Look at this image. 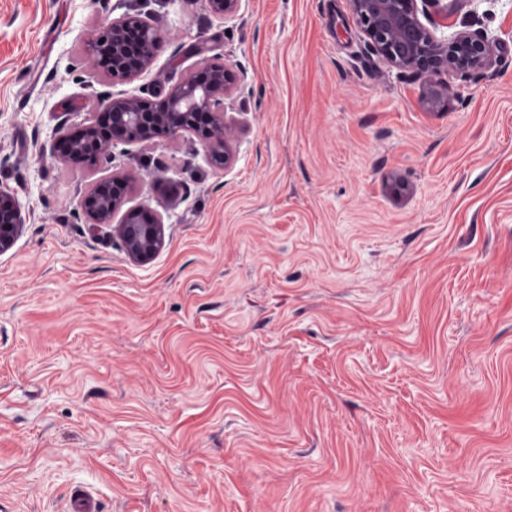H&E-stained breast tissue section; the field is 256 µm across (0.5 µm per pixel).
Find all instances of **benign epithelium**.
Masks as SVG:
<instances>
[{
  "mask_svg": "<svg viewBox=\"0 0 512 512\" xmlns=\"http://www.w3.org/2000/svg\"><path fill=\"white\" fill-rule=\"evenodd\" d=\"M239 0H207L210 11L226 16L236 12ZM441 0H349L350 9L370 50L389 67L423 81L431 106L444 103L448 80L476 83L501 64L499 38L485 30H455L437 34L426 24L425 6ZM159 42L153 17L126 14L107 24L87 52L111 77L134 79L152 66ZM232 75L217 60L205 59L200 71L171 86L160 101L139 96H97V118L76 134L67 121L56 129L53 146L68 157L96 167L112 149L131 142H147L160 134L169 137L192 131L209 162L229 166L234 158L230 129L224 120L219 94L231 89ZM124 185L118 181L97 183L81 200L82 212L94 224L113 227L128 258L147 262L165 246V227L160 219L143 221L137 207L124 208ZM24 217L19 202L0 189V254L14 244Z\"/></svg>",
  "mask_w": 512,
  "mask_h": 512,
  "instance_id": "obj_1",
  "label": "benign epithelium"
}]
</instances>
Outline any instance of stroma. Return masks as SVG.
Returning a JSON list of instances; mask_svg holds the SVG:
<instances>
[{"mask_svg": "<svg viewBox=\"0 0 512 512\" xmlns=\"http://www.w3.org/2000/svg\"><path fill=\"white\" fill-rule=\"evenodd\" d=\"M501 64L422 81L349 0H0V500L60 512H512V0H447ZM152 67L84 43L124 14ZM220 58L234 161L194 134L50 158L100 93L149 98ZM115 176L165 224L149 263L80 200ZM132 24L137 29L134 41L127 35ZM101 39H104L103 43H100ZM158 42L159 34L153 17L125 14L112 19L106 29L87 44V52L112 78L134 79L152 66ZM22 224L25 223L19 202L0 189V254L12 247ZM66 512H99L100 502L96 490L85 484H75L69 488Z\"/></svg>", "mask_w": 512, "mask_h": 512, "instance_id": "1", "label": "stroma"}]
</instances>
